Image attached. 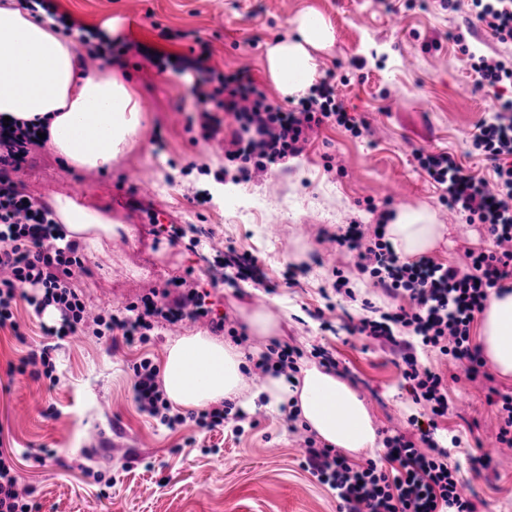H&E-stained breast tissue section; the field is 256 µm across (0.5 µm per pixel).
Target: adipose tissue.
<instances>
[{
	"label": "adipose tissue",
	"mask_w": 512,
	"mask_h": 512,
	"mask_svg": "<svg viewBox=\"0 0 512 512\" xmlns=\"http://www.w3.org/2000/svg\"><path fill=\"white\" fill-rule=\"evenodd\" d=\"M297 38L267 51V71L282 94H307L315 75L312 49L330 41L325 21L311 14L297 21ZM143 109L123 80L111 72L87 74L77 45L53 29L48 16L35 17L19 0H0V118L43 126L47 143L65 164L88 170L111 169L136 143ZM52 208L67 238L97 246L112 233V219L94 205L67 195ZM446 232L425 209L399 207L385 235L401 257L433 251ZM478 343L491 368L512 378V290L492 293L481 314ZM238 347L202 334L173 340L160 374L173 406L190 409L235 400L241 412L255 413L257 395L268 408L292 404L307 428L343 454L379 451L376 428L357 391L336 373L310 366L296 384L269 373L257 393H249Z\"/></svg>",
	"instance_id": "adipose-tissue-1"
}]
</instances>
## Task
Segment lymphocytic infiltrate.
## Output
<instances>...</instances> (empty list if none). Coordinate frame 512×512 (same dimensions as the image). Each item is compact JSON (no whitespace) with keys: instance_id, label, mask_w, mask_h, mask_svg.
Wrapping results in <instances>:
<instances>
[{"instance_id":"1","label":"lymphocytic infiltrate","mask_w":512,"mask_h":512,"mask_svg":"<svg viewBox=\"0 0 512 512\" xmlns=\"http://www.w3.org/2000/svg\"><path fill=\"white\" fill-rule=\"evenodd\" d=\"M479 21L500 43L512 42V0H470ZM87 60L121 62L135 47L131 43L99 39L85 42ZM138 49L159 70L194 72L193 93L201 105L197 120L205 138L223 133L222 113H233L238 123L231 133L225 160L235 163L240 179L248 180L299 156L312 133L330 123L357 137L360 125L347 112L332 79L312 87L297 105L285 108L268 103L246 74H226L208 66L206 54L171 57L146 46ZM37 126L0 122V327L17 328L15 319L20 288H35L27 302L35 313L54 308L59 326L48 333L57 339L76 334L99 338L122 337L129 345L145 344L155 327L209 319L211 329H225L196 287L182 284L178 291L151 292L128 304L123 314H91L74 286L86 257L78 242H62L60 226L45 203L27 197L18 174L31 151L40 146ZM472 145L493 164L494 178L486 180L464 169L447 153H421L420 169L446 194V204L467 223L482 224L494 240L491 252H468L466 267L424 258L405 262L385 239L383 224L373 231L350 224L336 235L338 246L354 251L355 267L369 276L374 287L390 297L408 299L409 305L373 317L374 306L363 301L366 312L356 327L396 359L415 402L432 414L448 413V384L442 373L423 367L418 352L432 349L440 359L460 367L470 382L488 387L489 403L500 421L497 439L512 449V393L493 385L472 336L473 324L492 289L512 277V98L500 103L492 120L481 121ZM160 369L151 358L133 366V392L142 412L168 427L194 422L213 431L223 427L233 409L224 400L209 409L172 412L159 383ZM390 468L372 459L355 463L334 448L304 439V469L318 483L334 491L337 512H480V499L461 492V463L434 442L430 431L417 439L386 437ZM29 492L23 488L13 460L0 451V512H31Z\"/></svg>"}]
</instances>
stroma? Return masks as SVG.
<instances>
[{
  "instance_id": "1",
  "label": "stroma",
  "mask_w": 512,
  "mask_h": 512,
  "mask_svg": "<svg viewBox=\"0 0 512 512\" xmlns=\"http://www.w3.org/2000/svg\"><path fill=\"white\" fill-rule=\"evenodd\" d=\"M58 13L114 39L181 54L196 42L208 64L247 68L269 102L289 106L272 84L267 51L296 37L307 13L324 18L333 39L314 50L316 76L333 77L350 115L366 125L354 138L322 126L287 169L233 182L224 143L189 123L194 73L159 71L136 51L112 70L129 79L143 107L139 142L111 170L64 172L49 148L34 149L19 178L30 195L50 201L74 195L109 212L121 228L87 250L88 273L75 286L88 306L116 312L153 289L184 277L204 292L214 314L242 328V307L263 299L279 324L280 344L338 361V373L363 396L379 437L433 431L452 456L493 442L496 412L481 387L449 381L458 413L434 416L414 403L392 355L354 333L362 299L380 311L396 299L372 288L354 257L332 241L344 225L375 224L400 202L424 205L447 227L430 253L465 265L467 252L490 251L484 226L457 230L442 190L419 169L417 152H445L477 176L492 179L489 161L469 139L494 113L498 91L480 89L469 52L512 57L468 8L445 0H53ZM149 178L151 197L134 200L121 187L129 172ZM261 200L251 212L247 199ZM252 257L256 278L241 279L229 253ZM342 269L355 291L335 290ZM20 335L0 328V451L10 452L31 492L32 512H336L335 494L300 462L299 434L283 413L261 408L207 432L194 422L170 429L141 413L131 366L162 362L176 338L210 333L208 321L156 328L149 343L110 347L94 336L59 342L52 353L59 380L25 371L33 349L48 344L42 328L56 322L19 301ZM460 447H452L453 437ZM499 475L463 474L489 512H512V452L498 450Z\"/></svg>"
}]
</instances>
